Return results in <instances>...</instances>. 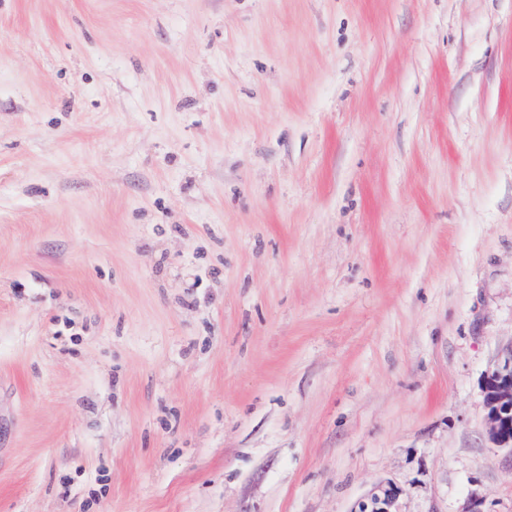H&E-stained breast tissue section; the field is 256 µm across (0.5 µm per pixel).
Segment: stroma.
I'll use <instances>...</instances> for the list:
<instances>
[{
    "mask_svg": "<svg viewBox=\"0 0 512 512\" xmlns=\"http://www.w3.org/2000/svg\"><path fill=\"white\" fill-rule=\"evenodd\" d=\"M512 0H0V512H512ZM487 434L498 448L512 453V352L504 363L484 377ZM403 491L396 484L387 482L378 485L355 512H402L400 498Z\"/></svg>",
    "mask_w": 512,
    "mask_h": 512,
    "instance_id": "stroma-1",
    "label": "stroma"
}]
</instances>
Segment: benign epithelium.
Here are the masks:
<instances>
[{
  "mask_svg": "<svg viewBox=\"0 0 512 512\" xmlns=\"http://www.w3.org/2000/svg\"><path fill=\"white\" fill-rule=\"evenodd\" d=\"M482 391L487 434L496 447L512 452V355L484 377ZM402 494L394 483L380 484L360 503L358 512H401Z\"/></svg>",
  "mask_w": 512,
  "mask_h": 512,
  "instance_id": "benign-epithelium-1",
  "label": "benign epithelium"
}]
</instances>
